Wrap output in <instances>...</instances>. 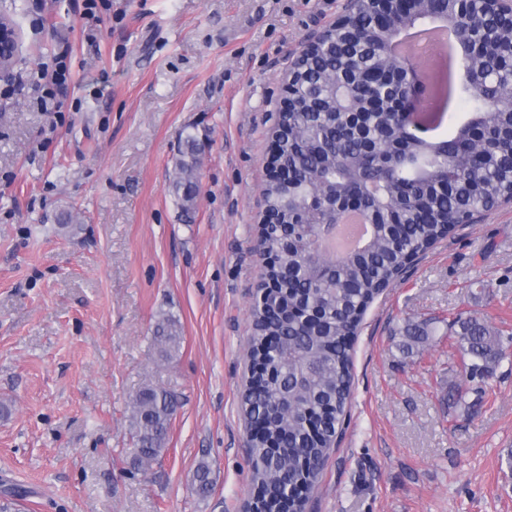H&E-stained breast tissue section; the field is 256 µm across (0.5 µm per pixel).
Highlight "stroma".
Returning a JSON list of instances; mask_svg holds the SVG:
<instances>
[{"instance_id": "1", "label": "stroma", "mask_w": 512, "mask_h": 512, "mask_svg": "<svg viewBox=\"0 0 512 512\" xmlns=\"http://www.w3.org/2000/svg\"><path fill=\"white\" fill-rule=\"evenodd\" d=\"M0 77V486L11 512H241L250 310L263 273L268 114L346 0H25ZM69 78L52 85L56 59ZM109 85L99 90L101 74ZM53 91L62 108L38 102ZM203 146L193 223L172 184ZM63 211L74 224L56 223ZM181 325L178 355L153 340ZM512 330V205L461 224L366 310L352 388L304 512H512V356L492 394L459 373L456 316ZM430 337L409 344L407 331ZM179 394L165 451L133 468L130 399ZM211 465V491L190 479ZM154 341L160 345L162 357L170 359L180 348L181 336L178 322L173 316L160 318L154 329Z\"/></svg>"}]
</instances>
